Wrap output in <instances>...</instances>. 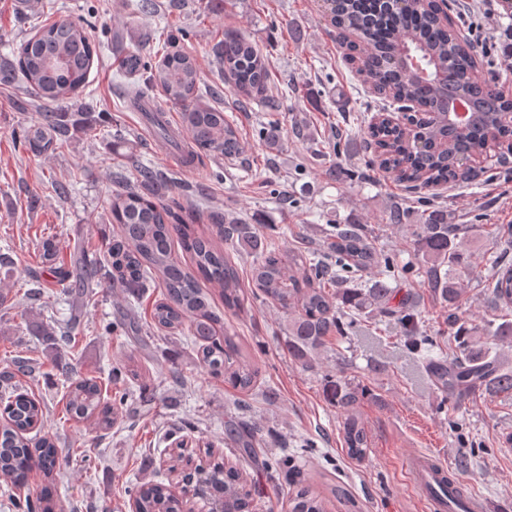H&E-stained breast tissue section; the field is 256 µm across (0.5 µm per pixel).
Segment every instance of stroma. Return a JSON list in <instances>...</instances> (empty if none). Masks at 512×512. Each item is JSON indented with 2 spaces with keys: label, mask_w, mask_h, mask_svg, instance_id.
<instances>
[{
  "label": "stroma",
  "mask_w": 512,
  "mask_h": 512,
  "mask_svg": "<svg viewBox=\"0 0 512 512\" xmlns=\"http://www.w3.org/2000/svg\"><path fill=\"white\" fill-rule=\"evenodd\" d=\"M59 2L57 19L91 21L103 43L82 96L93 131H74L70 145L59 152L25 149L14 142L15 131L32 121L17 107L25 91L19 84L0 90V254L9 259L0 269V293L6 296L0 304V371L10 355L37 362L29 386L47 406L40 431L57 447L62 472L57 496L77 512H129L128 488L164 474L168 454L180 441L195 461L221 460L242 472L254 504L275 498L277 512H288L286 475L269 476L264 465L243 461L233 451L226 429L243 423L258 432L267 454L293 458L317 491L329 483L347 486L361 512H432L429 494L408 474L414 454L446 460L473 494L489 501L491 512H512V451L500 449L502 434L512 431V402L476 390L450 408L446 389L407 349L395 321L377 317L355 325L305 369L288 357L286 310L254 299L247 317L227 320L260 370L259 390L247 394L213 378L187 337L109 333L108 325L122 321L130 304L103 272L89 278V304L73 310L71 296L39 259L46 236L70 253L117 234L109 201L121 184L115 155L122 152L175 174L280 245L325 251L335 226L353 217L374 230L384 254L401 264L412 262L414 225L386 224L382 216L395 202L417 210L416 201L384 172L350 179V171L365 169L367 157L336 151V129L363 134L379 108L346 64L323 0H224L223 11L205 16L199 0H178L168 21L177 45L196 55L203 84L218 79L208 53L215 32L237 28L266 54L271 85L288 88L278 111L262 114L238 109L232 85H225L220 105L233 116L249 152L234 160L212 158L196 168L128 107L116 79L113 29H124L126 44L141 45L151 56L161 48L160 41L146 38L155 20L128 17L124 0ZM449 16L463 30L472 21L483 24L482 45L474 55L494 87H512V64L485 52L497 30L512 27V14L498 11L492 21L476 11L474 0H452ZM297 120L303 130L295 135L290 127ZM264 122L289 130L283 146L264 140ZM60 181L67 183V194H58ZM436 193L437 205L451 210L455 223L474 225L466 245L474 269L485 264L489 235L501 245L512 243V157L490 163L469 184L440 186ZM286 194L295 198L294 207L280 203ZM45 326L69 327L80 339L78 347L42 335ZM132 359L142 368L143 383L108 434L66 419L63 367L105 385L112 366ZM339 379L368 390L354 408L369 444L360 461L345 451L346 412L333 394Z\"/></svg>",
  "instance_id": "1"
}]
</instances>
